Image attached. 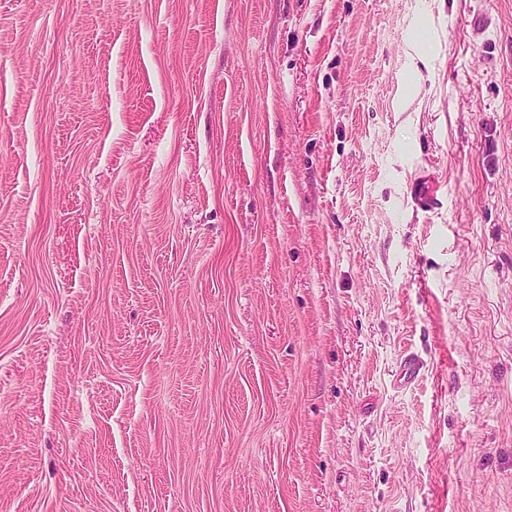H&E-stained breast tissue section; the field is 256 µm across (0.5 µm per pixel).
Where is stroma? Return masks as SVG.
Wrapping results in <instances>:
<instances>
[{
    "mask_svg": "<svg viewBox=\"0 0 512 512\" xmlns=\"http://www.w3.org/2000/svg\"><path fill=\"white\" fill-rule=\"evenodd\" d=\"M0 512H512V0H0ZM439 189L438 181L432 180L428 176H418L412 183V200L423 211L433 210L440 203Z\"/></svg>",
    "mask_w": 512,
    "mask_h": 512,
    "instance_id": "35a3bbf8",
    "label": "stroma"
}]
</instances>
